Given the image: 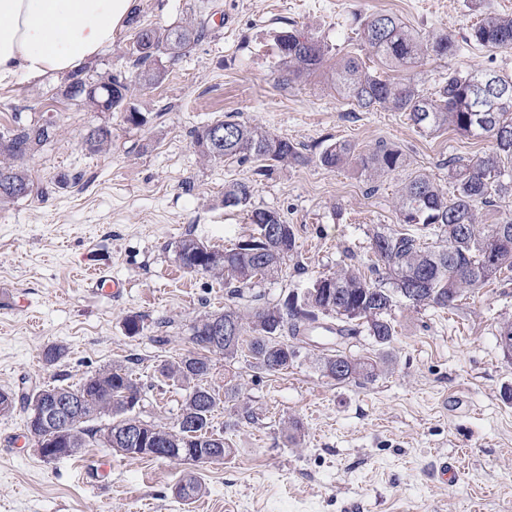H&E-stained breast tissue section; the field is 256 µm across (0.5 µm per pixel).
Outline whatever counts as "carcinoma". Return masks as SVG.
<instances>
[{"instance_id": "obj_1", "label": "carcinoma", "mask_w": 512, "mask_h": 512, "mask_svg": "<svg viewBox=\"0 0 512 512\" xmlns=\"http://www.w3.org/2000/svg\"><path fill=\"white\" fill-rule=\"evenodd\" d=\"M210 34L208 21L201 19L176 29L159 31L137 29L132 45L142 87L156 84L162 72L157 58L179 57L191 45ZM360 38L379 62L389 70L404 67L424 56L444 59L457 55L455 38L445 34L425 41L415 29L397 16L378 12L363 24ZM466 40L490 48H512V16L485 13L472 25ZM278 56L288 63L287 81L303 73L319 69L329 55V47L321 41L302 36L293 29L277 35ZM336 89L357 108L368 111L381 107L393 112H406L418 129L436 133L454 131L463 136L490 137L495 142L492 152L455 167L452 194L445 193L427 176H416L401 189L399 213L404 224H421L437 232L436 245L420 244L415 238L374 230L370 250L375 257L371 272L363 275L349 266L317 277L304 298L289 295L282 305L256 307L244 315L230 307L221 314L208 315L191 328L190 342L196 351L177 361L161 365L169 379L186 384V395L173 428L140 419L136 407L142 401L143 386L124 365H115L91 375L75 388L57 387L58 394L81 399L83 411L65 415L57 421L27 419L26 429L42 458L53 460L74 456L90 443L103 444L125 454L155 453L149 448H133L120 436L125 426L136 422L153 439L159 438L176 459L203 466L224 460L230 449L224 436L213 432V412L218 395L206 386L211 373L212 356L233 359L245 349L259 369L278 373L293 365L298 356L297 343L308 327L321 315H332L340 323L336 334L355 337L370 336L383 349L396 335L394 324L384 317L394 297L414 290L416 306L448 308L467 291H476L512 271V219L497 224L477 223L476 208L490 203L494 197L512 191V79L496 73L448 70V79L436 97L424 93L412 78H398L372 73L355 57L342 60L336 68ZM130 84L116 76L88 85L75 77L67 93L73 99L83 98L97 108L125 111V121L141 126L128 111ZM224 129V142L218 146L211 139L212 128ZM52 126L22 125L9 138L0 139V154L7 161L0 164V203L27 197L33 191L28 173L13 160L32 153L51 141ZM112 141V131L104 126L89 129L86 144L102 151ZM194 143L209 161L247 159L283 164L300 158L297 147L286 138L273 136L245 122L218 119L194 134ZM323 166L333 169L351 162L369 175L380 176L396 171L402 165L401 152L380 145L367 155L354 156L345 142L328 145L320 155ZM252 190L246 182H234L224 190V206L233 205L246 211L247 219L261 214L262 223L255 225L249 238L239 241L224 252L209 251L195 239H183L175 246L176 258L184 269L224 278L244 288L256 279L279 276L288 257L296 248L293 226L283 223L280 214L271 209L251 206ZM317 363L325 376L339 383L370 380L382 372V356L356 357L334 349L320 355ZM41 388L16 395L0 391V414L13 411L20 401L32 409ZM109 422L97 424L104 416ZM201 491V484L189 478L175 488L176 497L188 501Z\"/></svg>"}]
</instances>
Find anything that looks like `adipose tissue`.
I'll return each instance as SVG.
<instances>
[{
  "mask_svg": "<svg viewBox=\"0 0 512 512\" xmlns=\"http://www.w3.org/2000/svg\"><path fill=\"white\" fill-rule=\"evenodd\" d=\"M136 0H0V84L61 75L111 44Z\"/></svg>",
  "mask_w": 512,
  "mask_h": 512,
  "instance_id": "adipose-tissue-1",
  "label": "adipose tissue"
}]
</instances>
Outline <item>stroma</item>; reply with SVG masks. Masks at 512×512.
Wrapping results in <instances>:
<instances>
[{
  "instance_id": "1",
  "label": "stroma",
  "mask_w": 512,
  "mask_h": 512,
  "mask_svg": "<svg viewBox=\"0 0 512 512\" xmlns=\"http://www.w3.org/2000/svg\"><path fill=\"white\" fill-rule=\"evenodd\" d=\"M388 12L425 39L462 41L480 14L512 15V0H137L136 25L173 29L205 16L209 36L178 58L161 56L160 82L132 88L129 102L147 123L123 113L91 111L66 95L68 75L0 85V136L17 124L52 123L54 137L20 159L35 193L0 204V390L78 385L111 366L132 368L142 384V419L170 427L184 400L161 364L191 350V328L224 308L283 303L314 279L352 265L368 271L377 228L435 240L431 228L399 220L405 182L424 174L445 190L449 160L488 153L486 138L453 131L419 133L405 113L354 108L336 91L328 68L286 82L278 33L294 27L326 43L332 61L362 58L383 67L360 38L370 14ZM134 25L77 69L85 78L134 80ZM512 77V48L464 45L449 59L424 58L407 74L436 93L449 69ZM225 116L290 140L298 164L264 167L249 158L207 161L194 132ZM112 129L104 152L85 142L89 126ZM345 141L361 154L398 149V172L368 178L318 160ZM68 174L72 183L58 184ZM248 182L251 204L280 213L294 228L296 249L278 278L231 294L222 279L180 267L175 246L194 238L221 250L253 232L243 211L224 205V190ZM94 268L125 283L112 298L90 291L78 272ZM142 319L137 335L128 316ZM397 333L388 372L339 384L301 350L292 367L267 373L246 353L217 355L207 379L218 403L213 424L230 449L223 462L200 467L127 455L93 445L75 456L44 460L26 437L27 412L0 415V512H512V358L499 329L512 321V279H496L453 308H413L395 298L388 312ZM53 345L64 354L47 363ZM254 422L240 420L242 410ZM299 420L304 436L288 439ZM460 469L441 482L442 461ZM198 477L199 497L174 490Z\"/></svg>"
}]
</instances>
